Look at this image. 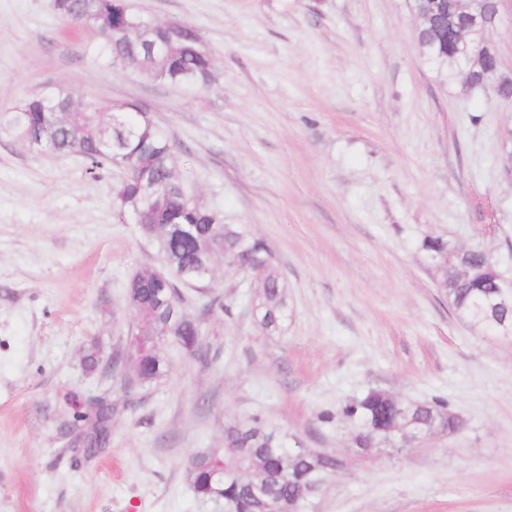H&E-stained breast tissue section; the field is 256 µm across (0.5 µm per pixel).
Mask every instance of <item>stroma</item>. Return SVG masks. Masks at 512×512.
<instances>
[{
    "label": "stroma",
    "instance_id": "stroma-1",
    "mask_svg": "<svg viewBox=\"0 0 512 512\" xmlns=\"http://www.w3.org/2000/svg\"><path fill=\"white\" fill-rule=\"evenodd\" d=\"M127 3L198 31L216 60L207 88L100 63L96 36L52 0H0V108L57 87L140 105L225 223L266 241L290 313L262 336L254 279L219 258L211 361L175 359L145 389L85 371L89 347L104 361L122 347L126 281L155 249L112 206L118 170L0 138V512H224L195 497L185 463L225 422L257 414L342 451L335 410L371 388L446 397L466 428L350 459L309 512H512V342L460 321L420 250L433 231L512 276V99L444 80L409 0ZM95 399L112 436L89 457L67 429Z\"/></svg>",
    "mask_w": 512,
    "mask_h": 512
}]
</instances>
